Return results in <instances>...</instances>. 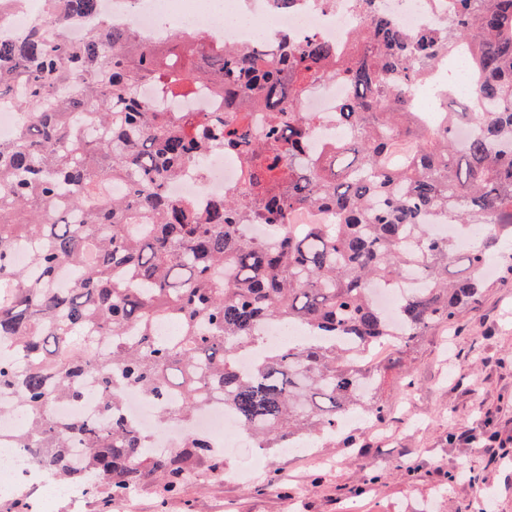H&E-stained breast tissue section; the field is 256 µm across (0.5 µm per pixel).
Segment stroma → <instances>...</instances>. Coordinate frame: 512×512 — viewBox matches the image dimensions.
<instances>
[{"mask_svg": "<svg viewBox=\"0 0 512 512\" xmlns=\"http://www.w3.org/2000/svg\"><path fill=\"white\" fill-rule=\"evenodd\" d=\"M388 359L374 390L384 421L345 426L313 457L240 449L249 485L214 475L170 496L151 481L76 505L32 488L0 497V512H512V283L489 276L452 330L433 327ZM401 458L411 471L397 470Z\"/></svg>", "mask_w": 512, "mask_h": 512, "instance_id": "stroma-1", "label": "stroma"}]
</instances>
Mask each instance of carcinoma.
<instances>
[{
  "mask_svg": "<svg viewBox=\"0 0 512 512\" xmlns=\"http://www.w3.org/2000/svg\"><path fill=\"white\" fill-rule=\"evenodd\" d=\"M45 2L52 28L0 45V99L30 116L0 142V394L28 417L18 447L55 480L120 498L148 480L176 494L188 474L224 469L200 433L167 455L147 447L116 415L127 387L170 390L184 418L219 397L264 448L334 439L360 407L379 421L372 390L384 370L364 371L352 353L391 336L369 284L421 281L397 310L406 347L480 302L494 255L512 278V253L501 252L512 246V0H453L448 27L417 34L353 0L365 25L341 64L314 37L250 51L172 36L182 51L167 55L163 42L143 46L101 24L71 42L64 25L93 0ZM460 43L474 49L473 94L428 131L410 91ZM318 76L348 86L336 119L349 134L308 159L299 101ZM151 81L176 97L210 84L224 111L173 119L141 98ZM259 111L271 118L263 142L251 124ZM213 147L243 151L244 191L202 211L172 200L169 183ZM118 181L123 195L101 191ZM308 207L336 222L284 223ZM431 215L472 247L434 236ZM244 224L273 235L249 241ZM19 238L42 240L30 269L12 262ZM458 261L462 272L448 276ZM66 263L77 279L61 291L53 281ZM267 320L309 336L244 374L235 360ZM92 369L107 374L105 424L57 421L52 404L77 401L76 381Z\"/></svg>",
  "mask_w": 512,
  "mask_h": 512,
  "instance_id": "1",
  "label": "carcinoma"
}]
</instances>
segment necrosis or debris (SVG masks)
<instances>
[{"mask_svg": "<svg viewBox=\"0 0 512 512\" xmlns=\"http://www.w3.org/2000/svg\"><path fill=\"white\" fill-rule=\"evenodd\" d=\"M31 0H0V39L11 41L45 27L42 9L32 8ZM449 0H374L376 10L391 16L400 28L414 34L435 31L447 26L452 18ZM97 21L123 28L139 37L161 39L173 32L185 35L217 36L230 48H251L270 45L288 37L300 40L314 35L336 46L340 56H347L363 21L346 0H297L292 11H280L274 0H100ZM469 48H462L451 65H439L414 88L410 102L421 112L427 125L443 118L441 110L432 108L430 96L439 95L447 77H454L459 88H467L470 68L466 63ZM348 94L341 81L317 80L313 89L300 101L303 115L312 119L307 144L311 155L317 156L335 145L344 135L336 121V103ZM142 98L155 111L177 118L190 113L202 115L220 112L224 101L209 85L199 86L186 97H166L160 87L148 82L141 87ZM245 155L240 151L213 150L202 162L188 168L168 186L172 199L195 201L206 208L210 200L233 194L242 187ZM83 398L76 403L57 402L52 406L56 418L80 419L96 424L105 416L97 399V376L90 373L80 382ZM159 399L147 397L138 390L124 393L122 417L145 432L155 452L164 454L175 448L186 431L206 435L216 451H223L225 434L236 430L234 448H245L250 437L237 430L234 416L223 402L208 401L191 420L180 417L161 419ZM18 423L12 412L0 413V495L9 494L13 486L28 484L42 488L46 495L68 497L81 502L88 494L84 485L59 484L43 479L36 466L12 448L11 435Z\"/></svg>", "mask_w": 512, "mask_h": 512, "instance_id": "4bbe7bcc", "label": "necrosis or debris"}]
</instances>
